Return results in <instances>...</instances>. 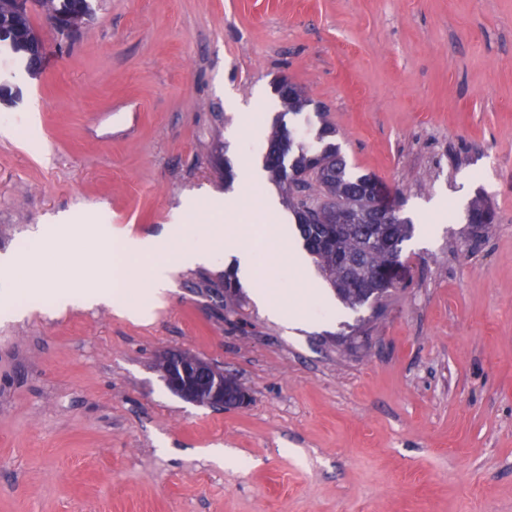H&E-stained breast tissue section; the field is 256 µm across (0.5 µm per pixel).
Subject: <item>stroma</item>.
Listing matches in <instances>:
<instances>
[{
    "mask_svg": "<svg viewBox=\"0 0 512 512\" xmlns=\"http://www.w3.org/2000/svg\"><path fill=\"white\" fill-rule=\"evenodd\" d=\"M95 5L66 42L32 11L39 74L0 53L21 90L0 106V256L64 215L156 236L189 197L192 223L250 225L258 286L313 325L286 334L245 288L224 305L221 260L178 271L148 322L40 301L0 318V512H512V0ZM282 78L309 99L296 138L330 123L414 225L380 315L316 309V264L286 270L270 242L278 224L302 244L252 180ZM174 351L221 363L248 404L173 394L156 364Z\"/></svg>",
    "mask_w": 512,
    "mask_h": 512,
    "instance_id": "1",
    "label": "stroma"
}]
</instances>
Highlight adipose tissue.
Segmentation results:
<instances>
[{"label":"adipose tissue","mask_w":512,"mask_h":512,"mask_svg":"<svg viewBox=\"0 0 512 512\" xmlns=\"http://www.w3.org/2000/svg\"><path fill=\"white\" fill-rule=\"evenodd\" d=\"M61 231L68 237L94 242L100 255L99 263L75 268L67 277H59L42 260L41 248ZM248 235L249 229L244 225L227 229L220 224H190L182 214L174 217L164 234L158 237L129 234L118 237L104 224H69L62 229L50 225L42 229L31 251L15 260L22 278L0 284V298L12 299L21 289L33 298L50 299L59 312L91 310L106 304L120 317L141 322L150 318L156 305L161 304L175 273L215 261L225 244L233 246L239 276L255 278L254 252L246 245ZM143 261L148 264L146 286L139 287L132 282L124 287L113 284V272H128Z\"/></svg>","instance_id":"1"}]
</instances>
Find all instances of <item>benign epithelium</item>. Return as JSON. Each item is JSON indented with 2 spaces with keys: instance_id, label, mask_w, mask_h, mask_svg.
Wrapping results in <instances>:
<instances>
[{
  "instance_id": "7a95c632",
  "label": "benign epithelium",
  "mask_w": 512,
  "mask_h": 512,
  "mask_svg": "<svg viewBox=\"0 0 512 512\" xmlns=\"http://www.w3.org/2000/svg\"><path fill=\"white\" fill-rule=\"evenodd\" d=\"M378 198L374 201L373 210L383 224L390 221L391 214L397 210V205L392 199V194L385 189L377 188ZM164 378L166 384L179 391L184 399L193 402L197 392L209 385L213 386L210 395V404L213 407L224 409L242 407L247 403L248 393L241 390L240 397L232 402L224 401V386L212 384L213 380L224 375V369L218 365L205 361L193 354L178 352L165 356Z\"/></svg>"
}]
</instances>
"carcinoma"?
Listing matches in <instances>:
<instances>
[{
	"label": "carcinoma",
	"mask_w": 512,
	"mask_h": 512,
	"mask_svg": "<svg viewBox=\"0 0 512 512\" xmlns=\"http://www.w3.org/2000/svg\"><path fill=\"white\" fill-rule=\"evenodd\" d=\"M38 4L48 15L74 12L71 0H38ZM31 29L30 17L17 13L16 0H0V48L25 56L28 70L35 74L42 46L27 37ZM278 98L284 114L308 106L304 91L295 84L291 93H280ZM315 160L321 167L314 181L305 182L307 203L297 198L291 182L303 176ZM264 168L297 216L305 249L346 308L381 307L393 287L391 271L400 262L403 244L412 237L414 226L402 216L395 224L372 223L370 207L378 180L353 174L340 147L331 142L314 149L292 139L274 159L264 162ZM493 221L488 203L476 200L469 223ZM224 303L240 304L238 283L229 274L224 275Z\"/></svg>",
	"instance_id": "carcinoma-1"
}]
</instances>
